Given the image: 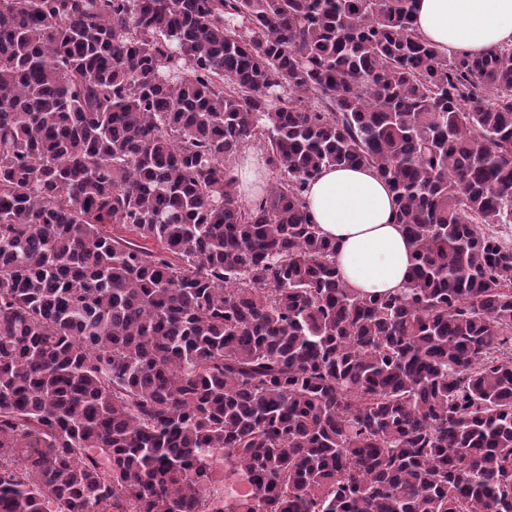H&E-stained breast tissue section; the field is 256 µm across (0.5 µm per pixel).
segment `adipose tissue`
Here are the masks:
<instances>
[{
	"label": "adipose tissue",
	"mask_w": 512,
	"mask_h": 512,
	"mask_svg": "<svg viewBox=\"0 0 512 512\" xmlns=\"http://www.w3.org/2000/svg\"><path fill=\"white\" fill-rule=\"evenodd\" d=\"M416 29L449 57L512 46V0H418ZM235 176L245 201L262 195L263 156L242 154ZM306 200L322 234L335 244L336 266L349 288L380 294L404 287L412 245L395 219V198L374 169H323Z\"/></svg>",
	"instance_id": "adipose-tissue-1"
}]
</instances>
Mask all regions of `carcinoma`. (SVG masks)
<instances>
[{"label":"carcinoma","mask_w":512,"mask_h":512,"mask_svg":"<svg viewBox=\"0 0 512 512\" xmlns=\"http://www.w3.org/2000/svg\"><path fill=\"white\" fill-rule=\"evenodd\" d=\"M415 11L0 0V512H512V47ZM330 166L388 182L400 292L344 283ZM247 150L260 152L265 157V150L258 142H254L246 146L242 150L241 154ZM252 151H248L242 154L235 168V176L238 181V190L241 197L246 202H250L257 196L264 193L266 175L267 182H271L275 178V174L271 168L267 166L268 170L266 171V163L263 156ZM238 156L235 159L234 165L237 162Z\"/></svg>","instance_id":"carcinoma-1"}]
</instances>
